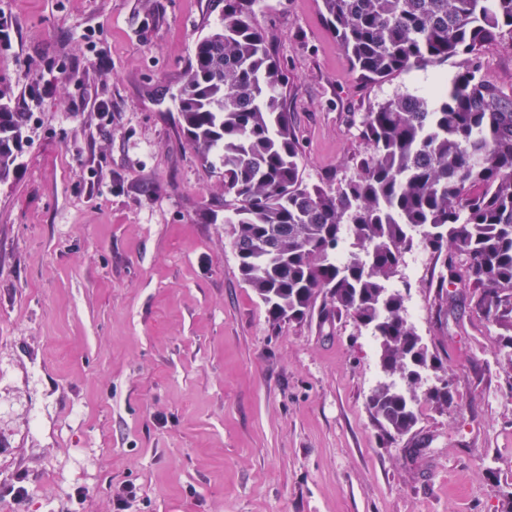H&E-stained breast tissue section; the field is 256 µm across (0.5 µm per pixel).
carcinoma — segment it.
Listing matches in <instances>:
<instances>
[{
	"instance_id": "cac0c4a2",
	"label": "carcinoma",
	"mask_w": 512,
	"mask_h": 512,
	"mask_svg": "<svg viewBox=\"0 0 512 512\" xmlns=\"http://www.w3.org/2000/svg\"><path fill=\"white\" fill-rule=\"evenodd\" d=\"M257 0H224V18L195 43L178 94V120L200 160L224 168V223L242 279L274 321L317 303L372 328L389 375L369 403L385 436L417 423L420 370L435 366L389 287L403 254L445 255L439 288L462 277L477 306L512 331V93L482 74L484 44L512 47V0H321L330 31L364 79L438 64L468 65L430 94L396 93L366 113L373 148L335 188L300 175L301 147L287 108L288 78ZM31 118L24 95L0 89V187L11 184ZM354 252L340 261V246ZM437 408L450 383L432 389Z\"/></svg>"
}]
</instances>
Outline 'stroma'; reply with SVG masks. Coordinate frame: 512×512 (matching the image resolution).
<instances>
[{"label": "stroma", "instance_id": "1", "mask_svg": "<svg viewBox=\"0 0 512 512\" xmlns=\"http://www.w3.org/2000/svg\"><path fill=\"white\" fill-rule=\"evenodd\" d=\"M224 0H0V85L31 114L0 188V512H504L512 370L471 289L439 300L441 257L406 253L394 285L439 358L444 409L387 439L369 409L379 343L346 311L275 322L238 271L224 170L174 104ZM288 70L309 185L371 153L363 117L422 93L455 57L370 82L320 0H260ZM23 484V499L10 494ZM85 492L76 498L75 489Z\"/></svg>", "mask_w": 512, "mask_h": 512}]
</instances>
